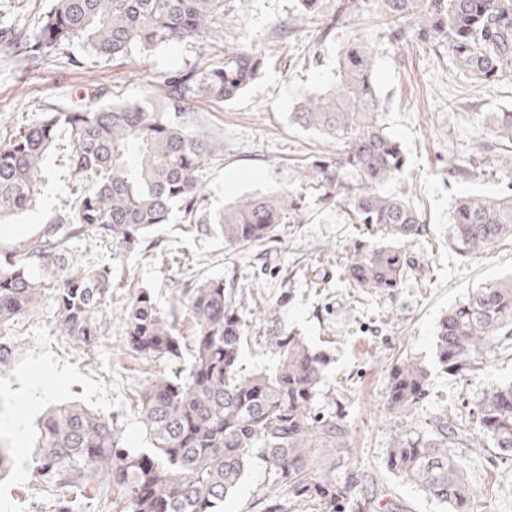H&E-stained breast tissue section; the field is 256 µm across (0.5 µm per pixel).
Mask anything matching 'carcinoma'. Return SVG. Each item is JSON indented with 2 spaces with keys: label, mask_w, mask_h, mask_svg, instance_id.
Here are the masks:
<instances>
[{
  "label": "carcinoma",
  "mask_w": 512,
  "mask_h": 512,
  "mask_svg": "<svg viewBox=\"0 0 512 512\" xmlns=\"http://www.w3.org/2000/svg\"><path fill=\"white\" fill-rule=\"evenodd\" d=\"M387 33L407 36L416 24L422 42H446L456 67L477 83L512 85V0H381ZM224 0H53L32 36V50L55 54L77 39L91 60L193 41L204 44ZM263 59L227 46L224 60L191 65L161 82L168 108L204 96L222 103L236 98L260 75ZM382 97L371 45L350 37L327 88L306 92L293 121L321 133L339 152L302 169L301 177L324 189L325 200L347 206L351 221L384 234L386 242L353 251L346 274L355 288L391 293L411 276L405 243L424 221L404 196L381 185L406 176L399 143L381 123ZM487 130L507 142L500 158L512 166V112L491 116ZM71 148L73 207L56 214L42 236L7 253L0 264V366L17 346L4 333L15 319L35 311L53 292L59 334L85 347L104 333L103 311L112 302L110 271L74 261V239L110 241L137 249L174 209L190 232H215L234 248L265 243L297 217L301 200L291 191L251 194L207 213L197 205L203 167L221 161L224 144L201 130L176 123L164 111L138 105H85L55 109L0 142V219L31 209L43 160L61 143ZM512 239V194L467 196L455 203L450 245L465 257ZM178 305L192 318L190 368L151 379L138 395V413L149 447L131 454L119 446L112 421L81 405L47 412L36 443L39 475L75 493L110 478L102 498L119 512H222L255 458L267 481L257 496L263 512H288V503L316 512H344L351 486L336 481L344 430L336 405L316 410L328 358L301 337H264L276 361L247 371L241 365L243 325L235 288L207 278L178 289ZM127 347L146 361L181 360L175 322L144 289L123 308ZM512 352V276L474 290L439 322L436 362L462 378L485 367L493 355ZM428 367L415 360L392 365L385 409L405 423L386 465L447 512H470L476 498L456 459L458 448L489 444L512 456V382L486 393L461 421L440 411L422 426L406 424L429 382ZM115 499H109V495Z\"/></svg>",
  "instance_id": "carcinoma-1"
}]
</instances>
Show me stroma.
Segmentation results:
<instances>
[{"mask_svg": "<svg viewBox=\"0 0 512 512\" xmlns=\"http://www.w3.org/2000/svg\"><path fill=\"white\" fill-rule=\"evenodd\" d=\"M339 0H322L319 13L302 14L299 0H224L213 25L212 60L228 45L265 56L262 75L236 99L185 102L172 118L207 129L224 144V159L203 173L200 202L218 210L235 198L288 189L301 196L299 223L286 224L276 241L247 248L223 238L154 229L136 252L92 246L79 240L75 257L93 256L112 272V305L105 331L83 347L60 336L56 305L44 297L35 314L17 320L15 360L0 368V433L10 437L11 464L0 476V512H56L67 488L34 472L36 421L48 407L76 402L112 420L122 447L148 445L136 407L149 376L168 366L135 358L125 342L122 310L140 289H150L160 311L171 310L175 290L198 278L234 282L241 293L238 317L246 327L242 358L250 369L268 365L260 344L276 331L303 337L325 353L324 393L336 399L348 455L336 479L351 484L345 512H443L442 506L386 467L397 431L384 408L389 370L402 359L430 368V386L412 418L429 421L440 409L467 415L499 384L512 381V353L463 379L435 364L434 338L448 309L471 290L512 275V239L465 258L448 242V224L459 197L512 190V170L502 168L482 132L490 112L512 111V85L479 84L459 71L447 43L388 38L379 0H361L358 16L325 27ZM52 0H0V140L51 107L91 102L130 103L155 110L164 102L157 84L197 61V46L184 42L149 54L88 63L89 50L70 42L64 53L26 50ZM361 35L373 47L375 73L385 100L381 121L406 157L409 182L391 181L384 192L406 195L425 220L423 233L407 244L418 274L393 294H367L350 286L345 267L353 248L373 236L351 223L342 204H325L318 183L300 181L302 165L335 153L318 132L289 117L308 90L331 83L344 41ZM72 171L65 153L52 148L32 211L0 223V255L38 235L55 214L68 210ZM467 483L478 492L477 512H512V459L494 449H458Z\"/></svg>", "mask_w": 512, "mask_h": 512, "instance_id": "35a3bbf8", "label": "stroma"}]
</instances>
